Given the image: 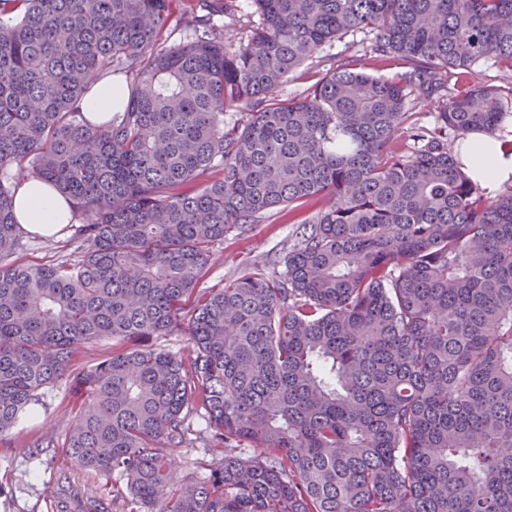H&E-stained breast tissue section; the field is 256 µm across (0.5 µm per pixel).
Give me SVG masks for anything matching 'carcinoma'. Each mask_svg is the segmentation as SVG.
Returning a JSON list of instances; mask_svg holds the SVG:
<instances>
[{"label": "carcinoma", "instance_id": "1", "mask_svg": "<svg viewBox=\"0 0 512 512\" xmlns=\"http://www.w3.org/2000/svg\"><path fill=\"white\" fill-rule=\"evenodd\" d=\"M173 2L0 0V436L67 378L86 400L62 455L123 478L128 512H512V191L454 149L508 108L453 80L512 73V0H250L231 53L236 0ZM350 32L370 54L280 98ZM394 56L409 71L357 70ZM120 68L123 111L91 122L79 101ZM25 174L85 215L78 259H14ZM314 197L271 265L199 287L226 235ZM175 334L183 353L151 345ZM101 338L119 349L76 366ZM198 409L221 450L177 483ZM241 6V12H238L236 17L233 19L224 18V26H225V39L224 45H226L229 49L233 50L238 42L243 38H245L247 31L250 29V25L248 21H258V17L256 15H250L249 13L252 11L250 7V3L248 0H238ZM249 25V26H248ZM438 102L435 98L420 96L413 101L412 112H417L411 120L418 119V123L424 126L434 124L435 112H438Z\"/></svg>", "mask_w": 512, "mask_h": 512}]
</instances>
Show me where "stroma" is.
Returning a JSON list of instances; mask_svg holds the SVG:
<instances>
[{"label": "stroma", "mask_w": 512, "mask_h": 512, "mask_svg": "<svg viewBox=\"0 0 512 512\" xmlns=\"http://www.w3.org/2000/svg\"><path fill=\"white\" fill-rule=\"evenodd\" d=\"M372 40L369 34H350L333 43L326 52L317 53L289 75L281 87L282 97L299 95L311 85L315 75L327 69V56L340 58L354 50L363 51ZM321 206V201L314 200L296 210L292 219L266 221L240 237L228 235L218 247L224 261L211 269L204 286L225 284L252 267L280 256L294 243L299 225L310 222ZM72 251V245L63 237H28L16 258L20 263L37 266L59 262ZM82 401L72 383L61 380L46 390L29 414L0 440V483L13 491L9 512H56L52 494L66 480L72 486L91 489L103 512H123L122 503L112 498V487L120 482L118 475L104 477L87 473L62 456V444L73 429ZM48 436L54 439L52 447H37V440Z\"/></svg>", "instance_id": "1"}]
</instances>
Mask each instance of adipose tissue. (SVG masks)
I'll return each instance as SVG.
<instances>
[{"label": "adipose tissue", "mask_w": 512, "mask_h": 512, "mask_svg": "<svg viewBox=\"0 0 512 512\" xmlns=\"http://www.w3.org/2000/svg\"><path fill=\"white\" fill-rule=\"evenodd\" d=\"M125 91L121 81L107 77L98 83L93 93L83 99L81 110L93 121H104L121 107ZM470 149L462 156L466 173L495 195L512 186V152L485 134L469 138ZM13 212L18 224L30 234L59 237L65 234L73 215L69 200L53 185L26 177L18 183Z\"/></svg>", "instance_id": "adipose-tissue-1"}]
</instances>
